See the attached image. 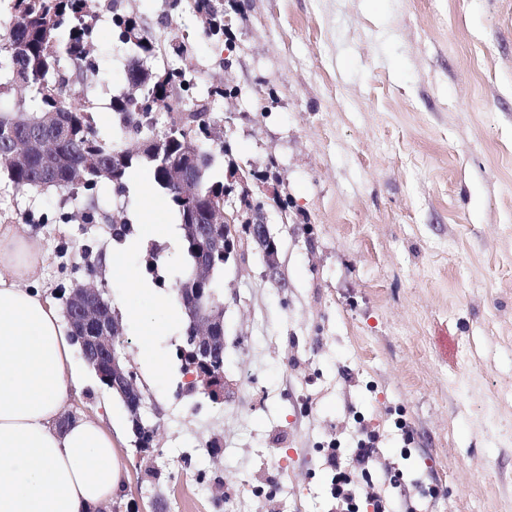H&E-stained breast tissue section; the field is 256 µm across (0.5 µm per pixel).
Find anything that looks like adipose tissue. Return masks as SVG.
Segmentation results:
<instances>
[{"label":"adipose tissue","mask_w":512,"mask_h":512,"mask_svg":"<svg viewBox=\"0 0 512 512\" xmlns=\"http://www.w3.org/2000/svg\"><path fill=\"white\" fill-rule=\"evenodd\" d=\"M132 222L122 249L180 235L173 223ZM42 264L24 225L0 224V512H107L127 469L102 418L68 413L80 375L64 317L39 285Z\"/></svg>","instance_id":"obj_1"}]
</instances>
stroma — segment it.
<instances>
[{"label":"stroma","mask_w":512,"mask_h":512,"mask_svg":"<svg viewBox=\"0 0 512 512\" xmlns=\"http://www.w3.org/2000/svg\"><path fill=\"white\" fill-rule=\"evenodd\" d=\"M213 2L230 34L209 35L193 0L121 5L166 46L153 69L184 49L198 88L227 89L214 171L278 176L279 201L255 199L288 285L251 243L225 266L228 401L177 396L183 326L157 337L148 451L99 379L73 394L71 413L125 429L119 512H333L327 446H350L358 416L404 475L393 512H512V0ZM87 10L96 67L74 89L107 101L129 89L127 50L98 21L107 0ZM146 173L104 187L91 220L0 176V220L37 237L57 304L111 252L113 217L174 215Z\"/></svg>","instance_id":"1"}]
</instances>
